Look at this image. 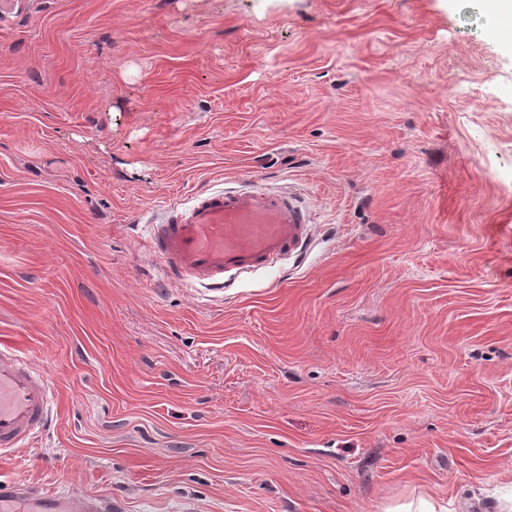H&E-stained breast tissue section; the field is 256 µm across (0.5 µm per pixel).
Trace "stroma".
I'll return each mask as SVG.
<instances>
[{"label": "stroma", "mask_w": 512, "mask_h": 512, "mask_svg": "<svg viewBox=\"0 0 512 512\" xmlns=\"http://www.w3.org/2000/svg\"><path fill=\"white\" fill-rule=\"evenodd\" d=\"M257 180L309 255L213 299L143 221ZM0 339L58 392L0 480L112 512H498L512 21L486 0H24L0 16Z\"/></svg>", "instance_id": "35a3bbf8"}]
</instances>
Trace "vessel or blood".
Wrapping results in <instances>:
<instances>
[{
    "label": "vessel or blood",
    "mask_w": 512,
    "mask_h": 512,
    "mask_svg": "<svg viewBox=\"0 0 512 512\" xmlns=\"http://www.w3.org/2000/svg\"><path fill=\"white\" fill-rule=\"evenodd\" d=\"M310 208L290 191L266 187L207 189L187 203H170L148 225L152 260L170 282L223 291L288 255H302L312 238ZM53 401L45 372L0 342V452L23 447L50 421ZM0 512H112L94 494L44 492L0 481Z\"/></svg>",
    "instance_id": "obj_1"
}]
</instances>
